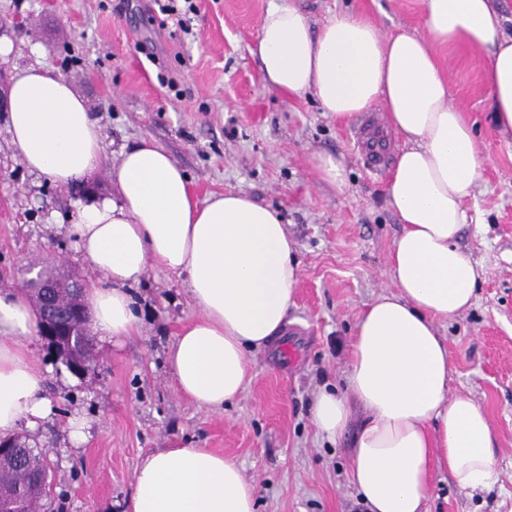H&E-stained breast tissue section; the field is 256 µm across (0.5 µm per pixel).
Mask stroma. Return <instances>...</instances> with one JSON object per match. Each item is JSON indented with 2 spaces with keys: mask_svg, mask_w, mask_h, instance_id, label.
<instances>
[{
  "mask_svg": "<svg viewBox=\"0 0 512 512\" xmlns=\"http://www.w3.org/2000/svg\"><path fill=\"white\" fill-rule=\"evenodd\" d=\"M0 0V59L8 79L40 65L62 74L97 120L102 150L84 184L61 186L15 155L0 112V291L23 290L29 262L59 276L104 284L73 232L76 209L112 195L122 147L147 138L166 148L199 198L240 191L278 209L299 262L297 293L278 343L250 355V379L224 409L179 394L168 350L195 318L185 277L151 267L132 293L139 332L95 340L97 362L71 374L39 338L28 347L45 372L53 412L38 430L19 425L45 454L46 512H120L137 464L162 448H206L235 460L258 491L257 512H365L351 480L352 433L332 441L312 422L323 390L347 384V352L359 315L394 293L385 261L400 219L384 203L389 170L370 171L353 143L360 118L333 119L313 96L264 85L251 50L269 0H192L188 31L154 21L153 0ZM313 27L362 13L382 33L426 36L425 0H298ZM448 96L474 125L483 179L466 201L460 245L486 275L474 304L439 322L451 359L450 396L465 395L494 431L497 482L461 491L435 477L426 512H512V134L491 120L481 50L443 45ZM343 157L347 180L321 183L312 156ZM293 346L294 361L283 359ZM82 433L73 442V430Z\"/></svg>",
  "mask_w": 512,
  "mask_h": 512,
  "instance_id": "35a3bbf8",
  "label": "stroma"
}]
</instances>
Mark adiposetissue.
Masks as SVG:
<instances>
[{
    "label": "adipose tissue",
    "instance_id": "adipose-tissue-1",
    "mask_svg": "<svg viewBox=\"0 0 512 512\" xmlns=\"http://www.w3.org/2000/svg\"><path fill=\"white\" fill-rule=\"evenodd\" d=\"M429 39L385 35L344 11L320 28L290 0H275L252 50L266 86L312 95L343 120L380 105L404 141L385 198L402 228L386 258L396 287L358 318L344 392L312 406L328 438L346 432L354 407L367 419L353 438L351 479L368 512H425L439 471L463 491L497 481L494 431L469 397L450 396L451 365L439 321L475 299L484 271L459 240L466 199L483 176L477 134L448 98L433 44L464 45L488 57L495 124L512 132V34L492 0H425ZM11 146L48 181L84 180L97 166L101 132L84 99L58 72L31 66L9 91ZM115 200L84 204L79 246L106 283L88 307L105 338L136 332L126 286L148 267L187 274L198 316L183 325L168 360L178 392L213 410L235 400L250 375L249 353L271 347L287 323L299 267L276 209L226 191L198 200L177 160L151 139L124 150L112 169ZM37 312L20 293L0 294V436L19 421L37 428L52 412L45 375L27 346ZM256 486L224 455L164 448L136 469L126 512H256Z\"/></svg>",
    "mask_w": 512,
    "mask_h": 512
}]
</instances>
